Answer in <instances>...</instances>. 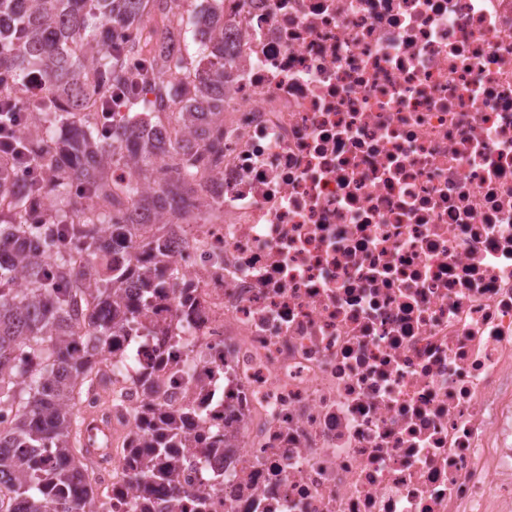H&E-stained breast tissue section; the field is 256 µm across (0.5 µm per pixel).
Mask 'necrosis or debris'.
I'll return each instance as SVG.
<instances>
[{
	"instance_id": "obj_1",
	"label": "necrosis or debris",
	"mask_w": 512,
	"mask_h": 512,
	"mask_svg": "<svg viewBox=\"0 0 512 512\" xmlns=\"http://www.w3.org/2000/svg\"><path fill=\"white\" fill-rule=\"evenodd\" d=\"M224 39V159L83 405L98 512H512V0H224ZM147 448H150L149 458L147 460L132 458L128 475L132 481L142 486L145 492H151L156 486L164 483L170 467H173L164 449L173 447L168 445L167 440L158 438Z\"/></svg>"
}]
</instances>
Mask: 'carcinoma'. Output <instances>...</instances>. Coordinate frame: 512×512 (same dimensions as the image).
<instances>
[{
	"mask_svg": "<svg viewBox=\"0 0 512 512\" xmlns=\"http://www.w3.org/2000/svg\"><path fill=\"white\" fill-rule=\"evenodd\" d=\"M171 0H0V83L21 85L36 71L44 97L33 107L41 135L21 137L22 160L41 171L54 172L51 186L65 210L39 224L25 222L28 206L42 188H26L7 208L13 224L0 226V512H88L94 504V471L90 449L82 439L85 419L79 406L86 390L106 386L96 366L106 361L119 338L146 327L148 310L128 288L145 294L159 289L157 280L139 267L110 261L100 274L97 264L72 266L64 241L89 253L118 254L134 246L141 252H162L165 242L138 235L145 217L165 215L168 206L189 189L200 169L196 150L207 145L205 162L216 165L224 148L210 140V125L224 115V0H202L194 33L199 44L194 60L179 55L177 70L188 81L182 106L168 100L172 84L168 56L144 52L139 42L100 46L114 29L137 26L155 10L168 12ZM144 58L133 72L130 58ZM151 79V113L167 128L164 143L153 124L138 115L143 107L139 88ZM126 88L124 116L114 122L88 112V99L108 97ZM54 112H67L76 121L62 143L50 135ZM171 149L181 156L178 167L157 163ZM123 169L127 181H116L112 170ZM84 184L86 205L71 193V183ZM133 213L116 224L115 210L124 202ZM20 278L27 288H12ZM23 383H13V378ZM158 438L149 458L130 461L129 478L146 492L164 483L172 464Z\"/></svg>",
	"mask_w": 512,
	"mask_h": 512,
	"instance_id": "cac0c4a2",
	"label": "carcinoma"
}]
</instances>
